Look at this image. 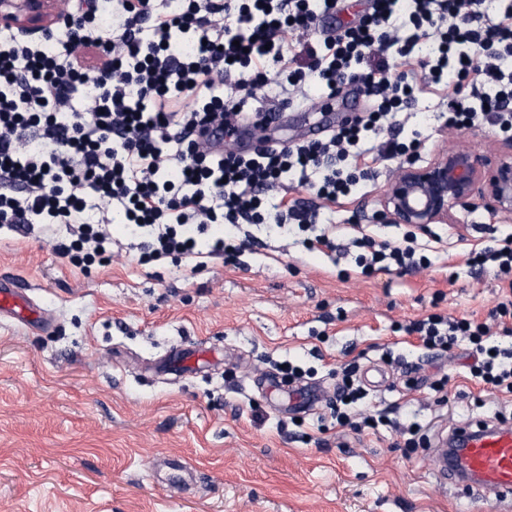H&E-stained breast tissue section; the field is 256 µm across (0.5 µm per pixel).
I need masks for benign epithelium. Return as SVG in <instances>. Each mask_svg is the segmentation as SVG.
<instances>
[{
  "label": "benign epithelium",
  "mask_w": 512,
  "mask_h": 512,
  "mask_svg": "<svg viewBox=\"0 0 512 512\" xmlns=\"http://www.w3.org/2000/svg\"><path fill=\"white\" fill-rule=\"evenodd\" d=\"M476 196L512 211V158L491 165L468 148L452 147L423 166L401 167L382 199V213L391 224H446L454 207Z\"/></svg>",
  "instance_id": "benign-epithelium-1"
}]
</instances>
